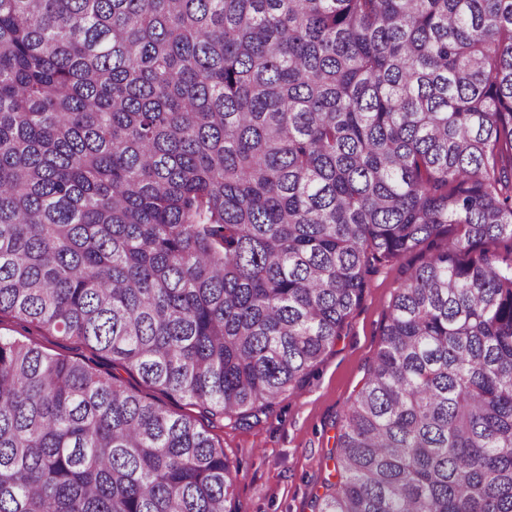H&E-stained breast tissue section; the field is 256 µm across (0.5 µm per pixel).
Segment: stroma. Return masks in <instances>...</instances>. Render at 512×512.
I'll list each match as a JSON object with an SVG mask.
<instances>
[{
    "label": "stroma",
    "mask_w": 512,
    "mask_h": 512,
    "mask_svg": "<svg viewBox=\"0 0 512 512\" xmlns=\"http://www.w3.org/2000/svg\"><path fill=\"white\" fill-rule=\"evenodd\" d=\"M415 256L379 265L342 335L295 391L247 423L225 422L216 429L226 456L239 469L232 506L235 512H317L315 501L335 480L336 433L341 416L363 383L382 345V327L405 270ZM0 336L37 343L44 351L89 357L81 343L38 329L23 331L0 316Z\"/></svg>",
    "instance_id": "1"
}]
</instances>
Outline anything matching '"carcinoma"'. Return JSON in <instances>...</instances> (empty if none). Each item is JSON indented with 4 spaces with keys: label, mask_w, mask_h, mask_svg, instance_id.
Listing matches in <instances>:
<instances>
[{
    "label": "carcinoma",
    "mask_w": 512,
    "mask_h": 512,
    "mask_svg": "<svg viewBox=\"0 0 512 512\" xmlns=\"http://www.w3.org/2000/svg\"><path fill=\"white\" fill-rule=\"evenodd\" d=\"M512 0H0V315L256 417L415 254L318 512H512ZM196 418L0 337V512H235Z\"/></svg>",
    "instance_id": "1"
}]
</instances>
